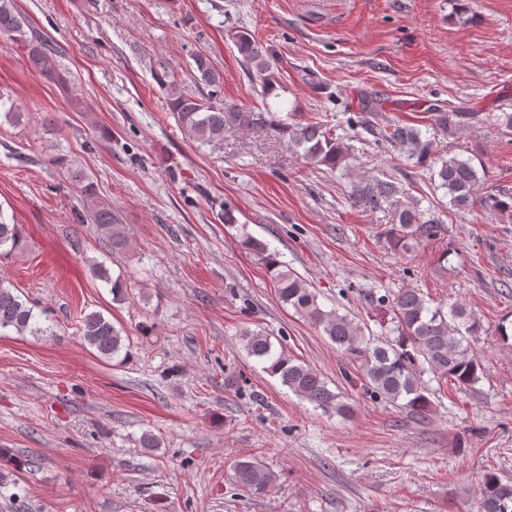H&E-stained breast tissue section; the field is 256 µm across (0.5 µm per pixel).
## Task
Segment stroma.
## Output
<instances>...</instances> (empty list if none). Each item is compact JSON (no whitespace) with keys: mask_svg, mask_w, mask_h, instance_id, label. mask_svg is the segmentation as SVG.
<instances>
[{"mask_svg":"<svg viewBox=\"0 0 512 512\" xmlns=\"http://www.w3.org/2000/svg\"><path fill=\"white\" fill-rule=\"evenodd\" d=\"M15 4L30 33L57 44L52 64L70 89L0 36V92L25 113L18 126L0 119V211L21 228L0 277L61 328L0 335V448L24 462L0 512H478L483 475L512 478V340L496 333L512 321V213L455 210L389 130H420L433 157L473 158L486 172L477 196L512 194V131L499 121L512 113V0ZM242 28L274 57L277 96L261 98L246 69L231 38ZM198 54L222 74L218 90L196 85ZM162 66L196 95L321 122L346 165L306 164L271 128L217 146L188 139L153 78ZM364 94L379 111H360ZM434 104L464 113L452 133L436 134ZM70 165L119 213L124 250L77 222ZM376 180L399 191L370 210L357 197ZM405 208L441 227L407 253L389 235ZM245 232L365 336H395L391 302L405 288L446 312L463 305L479 381L465 390L423 372L419 416L370 396L359 363L281 304ZM93 260L125 275V302ZM95 311L128 334L126 363L84 343L80 320ZM245 328L319 371L352 416L313 408L264 372ZM147 431L160 447L141 448ZM244 460L274 472L271 491L237 486Z\"/></svg>","mask_w":512,"mask_h":512,"instance_id":"35a3bbf8","label":"stroma"}]
</instances>
